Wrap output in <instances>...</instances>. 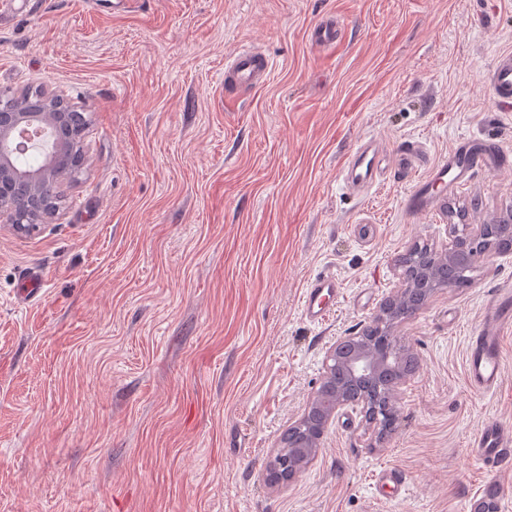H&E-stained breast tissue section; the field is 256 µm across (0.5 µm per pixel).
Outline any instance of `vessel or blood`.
<instances>
[{"mask_svg": "<svg viewBox=\"0 0 512 512\" xmlns=\"http://www.w3.org/2000/svg\"><path fill=\"white\" fill-rule=\"evenodd\" d=\"M270 63L267 57L252 48L234 51L224 65V85L244 92L267 83ZM497 103L512 102V53L497 56L488 76ZM410 173L426 169L424 179L413 184L402 199V207L411 214L432 211L437 203L435 184L457 189L467 184L475 173L496 169L501 165L497 152L484 144L459 141L447 159L434 167H426L424 154L416 143L406 141L391 151H384L378 142H361L344 168V179L352 188L372 186L389 166ZM341 293L336 275H324L310 281L303 290L301 310L313 323L324 321ZM512 334V286L495 289L489 297L481 321L469 336L466 346V372L473 389L492 393L499 389L504 374L502 347L505 336ZM469 459L486 468L496 469L512 463V428L499 420L481 421L469 445Z\"/></svg>", "mask_w": 512, "mask_h": 512, "instance_id": "vessel-or-blood-1", "label": "vessel or blood"}]
</instances>
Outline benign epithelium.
Masks as SVG:
<instances>
[{
	"instance_id": "obj_1",
	"label": "benign epithelium",
	"mask_w": 512,
	"mask_h": 512,
	"mask_svg": "<svg viewBox=\"0 0 512 512\" xmlns=\"http://www.w3.org/2000/svg\"><path fill=\"white\" fill-rule=\"evenodd\" d=\"M68 105L57 94L43 93L40 101L27 106L19 96L0 91V223L9 224L19 233L38 227L19 218L20 203L36 196L45 183H52L54 197L61 198L55 183L56 171L73 161V152L67 141ZM17 154H37L42 158L37 170H24L14 164ZM483 240L482 252L473 257L463 251L461 242ZM429 260L415 274H399L391 295L380 304L371 323L355 336L336 340L324 361L323 376L317 391L309 398L301 416L288 425L293 439L287 444L288 454L275 448L265 470V481L271 486L288 484L295 480L312 462L323 439L339 413L347 408L363 416L366 429L372 437L384 436L382 425L389 419L388 408L361 403L353 399L357 389L383 390L388 398L410 376L413 354L408 345L394 336L397 325L412 318L424 308L413 304L415 292L424 288L433 295L436 281L447 278L448 271L460 267L465 275H472L481 261L498 253L492 238L485 236L482 224L448 225V242L427 245ZM498 492L487 490L474 503L472 512H500Z\"/></svg>"
}]
</instances>
